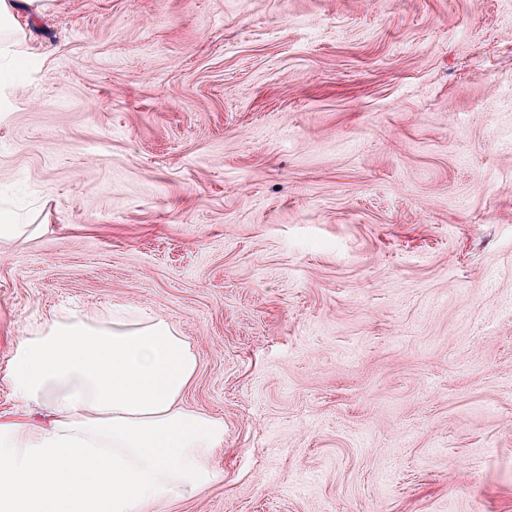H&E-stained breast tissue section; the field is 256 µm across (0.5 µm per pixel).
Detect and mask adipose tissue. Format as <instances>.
Masks as SVG:
<instances>
[{
	"mask_svg": "<svg viewBox=\"0 0 512 512\" xmlns=\"http://www.w3.org/2000/svg\"><path fill=\"white\" fill-rule=\"evenodd\" d=\"M55 0H0V82L29 53L18 19ZM198 360L160 315L55 312L9 348L19 413L0 417V512H160L213 484L224 422L181 397Z\"/></svg>",
	"mask_w": 512,
	"mask_h": 512,
	"instance_id": "1",
	"label": "adipose tissue"
}]
</instances>
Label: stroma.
<instances>
[{
  "label": "stroma",
  "instance_id": "35a3bbf8",
  "mask_svg": "<svg viewBox=\"0 0 512 512\" xmlns=\"http://www.w3.org/2000/svg\"><path fill=\"white\" fill-rule=\"evenodd\" d=\"M0 90L9 343L173 322L217 480L163 512H512V0H57Z\"/></svg>",
  "mask_w": 512,
  "mask_h": 512
}]
</instances>
